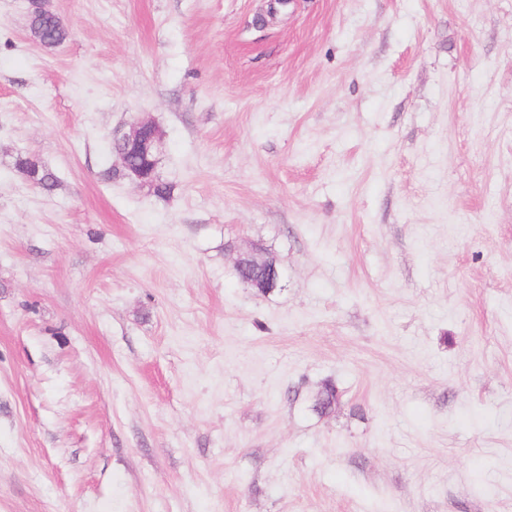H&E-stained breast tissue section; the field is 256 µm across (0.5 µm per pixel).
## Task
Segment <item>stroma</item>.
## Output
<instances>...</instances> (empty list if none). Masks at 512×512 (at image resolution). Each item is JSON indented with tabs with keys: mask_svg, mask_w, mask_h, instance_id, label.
Listing matches in <instances>:
<instances>
[{
	"mask_svg": "<svg viewBox=\"0 0 512 512\" xmlns=\"http://www.w3.org/2000/svg\"><path fill=\"white\" fill-rule=\"evenodd\" d=\"M47 5L0 0V512H512V0ZM140 118L170 196L104 177ZM34 8L30 15V27L40 35L39 43L46 49L62 45L68 30L61 18L45 6L44 1H31ZM114 138H121L133 150H143L146 154H151L154 150L156 154H160L164 135L152 120L139 119L130 125L128 131L118 130L113 134L112 153L118 155L125 151V145L119 140H113ZM16 167L22 170L28 177L39 184V188L51 192L56 186V176L42 167L38 159L34 157H20L16 160ZM273 263L274 260L272 259L270 261L264 262L263 264L255 265L249 270L248 275L244 276L242 279H239V281L242 284L249 286L250 288H254L255 284L258 285L259 282L266 277L268 269L272 267ZM281 282L282 279H280L278 273L275 272L267 281L265 288L254 289H256L259 292V294L261 293V295L264 294L265 296V294H267V292L269 291V288H271V292L276 290L277 288L281 289ZM339 396V390L336 383L331 379L324 381L318 391L313 406L314 410L320 414H327L335 409Z\"/></svg>",
	"mask_w": 512,
	"mask_h": 512,
	"instance_id": "35a3bbf8",
	"label": "stroma"
}]
</instances>
